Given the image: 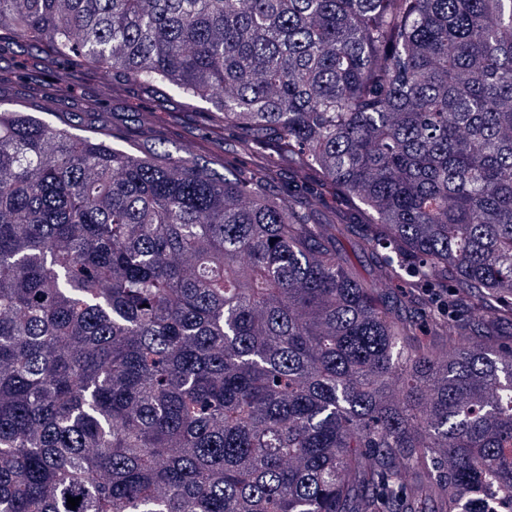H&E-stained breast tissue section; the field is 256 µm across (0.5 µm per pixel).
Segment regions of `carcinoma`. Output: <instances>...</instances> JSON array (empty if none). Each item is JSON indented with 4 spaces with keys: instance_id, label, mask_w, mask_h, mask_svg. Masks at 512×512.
Wrapping results in <instances>:
<instances>
[{
    "instance_id": "cac0c4a2",
    "label": "carcinoma",
    "mask_w": 512,
    "mask_h": 512,
    "mask_svg": "<svg viewBox=\"0 0 512 512\" xmlns=\"http://www.w3.org/2000/svg\"><path fill=\"white\" fill-rule=\"evenodd\" d=\"M1 18L0 56L206 102L239 154L219 174L45 117L53 86L0 95V512H383L409 475L408 512H512V0ZM409 261L467 316L390 299Z\"/></svg>"
}]
</instances>
